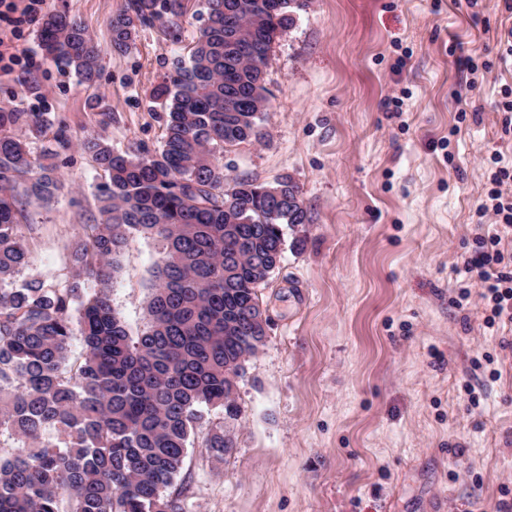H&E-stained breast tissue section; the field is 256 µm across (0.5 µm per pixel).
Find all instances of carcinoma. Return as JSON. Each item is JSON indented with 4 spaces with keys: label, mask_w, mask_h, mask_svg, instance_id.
Segmentation results:
<instances>
[{
    "label": "carcinoma",
    "mask_w": 512,
    "mask_h": 512,
    "mask_svg": "<svg viewBox=\"0 0 512 512\" xmlns=\"http://www.w3.org/2000/svg\"><path fill=\"white\" fill-rule=\"evenodd\" d=\"M206 24L171 78L161 151L129 154L90 135L83 142L107 181L100 222L73 252L71 279L15 285L28 262L19 234L25 206L51 201L61 183L47 160L14 135L42 132L40 112H0V512H184L165 490L179 476L189 438L203 428L215 457L233 441L224 422L203 427V409L238 416L224 365L254 336L260 279L283 259L285 224H306L299 187L224 178L216 154L263 138L270 102L264 67L292 23L294 0H204ZM183 13L182 0H126L110 21L126 49L141 27ZM46 58L95 82L100 49L66 13L45 19ZM136 233L166 243L156 263L149 326L138 336L112 307L120 257ZM83 355L72 359L74 336Z\"/></svg>",
    "instance_id": "obj_1"
}]
</instances>
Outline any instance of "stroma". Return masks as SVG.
Here are the masks:
<instances>
[{"label":"stroma","mask_w":512,"mask_h":512,"mask_svg":"<svg viewBox=\"0 0 512 512\" xmlns=\"http://www.w3.org/2000/svg\"><path fill=\"white\" fill-rule=\"evenodd\" d=\"M126 0H46L76 16L101 49V77L80 82L23 30L22 64L0 65V110L40 112L34 153L58 130L61 191L27 204L29 258L19 281L71 277L75 244L97 223L104 175L81 142L159 152L176 57L189 56L203 0L173 26L110 46ZM265 68L264 137L225 147L226 179L299 186L309 221L284 226L282 262L259 291L267 344L237 382L234 446L212 456L191 439L170 487L186 512H512V326L488 325L463 271L500 152L512 88L505 0H299ZM485 68L469 74L466 61ZM399 98L401 108L390 101ZM161 239L135 234L111 288L131 333L146 307Z\"/></svg>","instance_id":"1"}]
</instances>
